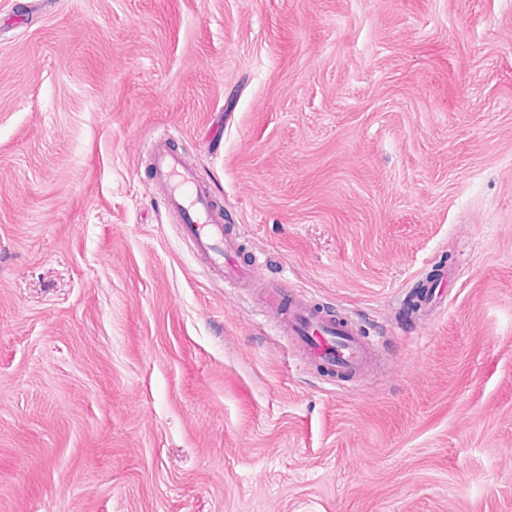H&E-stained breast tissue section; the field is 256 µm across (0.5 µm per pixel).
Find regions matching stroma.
I'll return each mask as SVG.
<instances>
[{"label":"stroma","instance_id":"35a3bbf8","mask_svg":"<svg viewBox=\"0 0 512 512\" xmlns=\"http://www.w3.org/2000/svg\"><path fill=\"white\" fill-rule=\"evenodd\" d=\"M165 128L382 372L201 263ZM0 512H512V0H0ZM265 295L268 310L281 315L278 327L283 336L292 337L303 364L321 366L339 377L362 379L376 362L377 347L351 321L327 315L292 294L284 307L287 291L280 283H269Z\"/></svg>","mask_w":512,"mask_h":512}]
</instances>
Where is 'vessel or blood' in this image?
I'll list each match as a JSON object with an SVG mask.
<instances>
[{"mask_svg": "<svg viewBox=\"0 0 512 512\" xmlns=\"http://www.w3.org/2000/svg\"><path fill=\"white\" fill-rule=\"evenodd\" d=\"M173 136L158 133L150 146L154 184L193 243L200 259L225 284L243 288L255 279L254 265L240 261L235 238L224 222L223 205L202 189L191 160L172 147ZM268 309L279 313L278 327L292 337L303 364L326 368L339 377L363 378L378 349L349 320L327 315L278 283L265 291Z\"/></svg>", "mask_w": 512, "mask_h": 512, "instance_id": "1", "label": "vessel or blood"}]
</instances>
